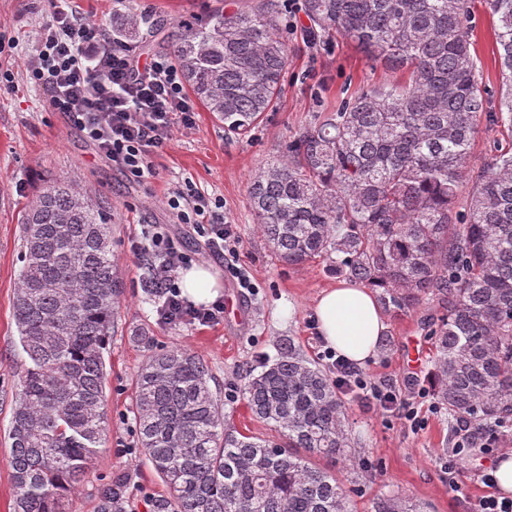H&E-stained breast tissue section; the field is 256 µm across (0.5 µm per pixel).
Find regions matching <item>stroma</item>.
<instances>
[{
	"mask_svg": "<svg viewBox=\"0 0 512 512\" xmlns=\"http://www.w3.org/2000/svg\"><path fill=\"white\" fill-rule=\"evenodd\" d=\"M245 4L246 0H137L139 10L159 29L158 36L144 39L139 51L145 56L166 51L163 36L181 20L212 7L231 11ZM47 9L46 0H0V32L15 40L13 48L0 52V512H12L7 430L18 377L26 364L12 311L22 245L20 221L44 180L54 177L75 181L91 195L111 202L112 253L124 283L106 354L107 447L65 506L68 512H98L99 489L112 481L123 486L124 512H154L155 500L168 497L169 491L135 447L132 402L138 368L149 350H191L209 365L210 386L221 398L243 367L259 355H274L279 337H293L306 357L319 359L324 346L316 333L314 302L337 278L320 262L288 267L270 256L254 221L249 183L303 125L335 107L346 94V79L380 83L391 75L373 68L354 42L340 38L317 48L301 33L291 34L283 93L248 137L225 134L223 124L197 106L191 126L175 124L171 141L156 159L155 175L130 185L69 127L62 113L47 111L41 93L26 82V61ZM471 26L483 80L498 89L497 47L483 0H476ZM187 179L223 201L224 219L235 225L239 236L234 262L247 272L253 290L240 288L223 275V262L209 254L202 238L187 225L175 223L166 197L175 183ZM147 224L166 225L184 243L194 265L221 271L218 298L226 307L223 321L208 326L159 321L143 287L144 272L130 250ZM436 314L428 304L401 316L385 315L387 330L380 351L363 367L364 377L391 387L402 398L430 389L433 347L423 322ZM138 328L149 331L151 345L133 339ZM420 409L423 425L414 431L376 403L349 404L350 458L329 460L325 466L344 486L354 488L353 512H378L381 499L394 493L409 497L426 512H475L487 492L478 471L512 454V441L492 455L471 453L462 462L458 488H449L440 466L458 440L460 427L435 398L424 399Z\"/></svg>",
	"mask_w": 512,
	"mask_h": 512,
	"instance_id": "stroma-1",
	"label": "stroma"
}]
</instances>
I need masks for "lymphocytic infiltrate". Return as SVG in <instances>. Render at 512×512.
<instances>
[{"mask_svg": "<svg viewBox=\"0 0 512 512\" xmlns=\"http://www.w3.org/2000/svg\"><path fill=\"white\" fill-rule=\"evenodd\" d=\"M50 17L30 53L26 77L48 110L62 113L70 127L93 142L99 153L129 182L144 183L156 172L155 159L171 140L175 121L191 125L194 102L172 57H141L111 29L82 15L71 0H49ZM167 203L181 224L206 238L211 255L224 257L237 236L224 220L222 201L205 195L190 181L172 188ZM133 253L147 269L162 303L157 313L167 324H207L224 317L217 301L198 308L180 294L177 273L191 257L181 241L149 224ZM345 382L366 388L380 405L395 404L401 419L418 425V410L391 389L367 382L343 358L334 361Z\"/></svg>", "mask_w": 512, "mask_h": 512, "instance_id": "lymphocytic-infiltrate-1", "label": "lymphocytic infiltrate"}]
</instances>
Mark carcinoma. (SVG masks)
I'll use <instances>...</instances> for the list:
<instances>
[{"instance_id":"obj_1","label":"carcinoma","mask_w":512,"mask_h":512,"mask_svg":"<svg viewBox=\"0 0 512 512\" xmlns=\"http://www.w3.org/2000/svg\"><path fill=\"white\" fill-rule=\"evenodd\" d=\"M471 0H302L316 43L342 35L401 78L359 89L304 125L282 159L251 180L257 228L290 267L314 260L378 290L406 314L433 304L431 372L438 404L474 430L512 427V0H484L501 76L483 82L467 19ZM279 0L213 9L180 22L170 49L195 98L247 136L283 92L290 47ZM116 32L145 17L129 0ZM504 143L470 167L480 124ZM470 183L463 208L459 187ZM13 315L27 365L9 426L13 512H67L108 435L104 352L122 282L112 207L65 178L44 184L22 217ZM242 371L240 394L277 437L230 424L204 360L150 352L135 377L137 448L170 489L155 512H353L317 457H347L349 387L293 339ZM121 491L102 486L100 512ZM379 512H424L388 496Z\"/></svg>"}]
</instances>
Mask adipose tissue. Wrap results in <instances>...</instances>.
I'll return each mask as SVG.
<instances>
[{
    "instance_id": "obj_1",
    "label": "adipose tissue",
    "mask_w": 512,
    "mask_h": 512,
    "mask_svg": "<svg viewBox=\"0 0 512 512\" xmlns=\"http://www.w3.org/2000/svg\"><path fill=\"white\" fill-rule=\"evenodd\" d=\"M314 314L319 335L337 353L360 367L375 357L385 325L370 288L342 282L324 289Z\"/></svg>"
}]
</instances>
